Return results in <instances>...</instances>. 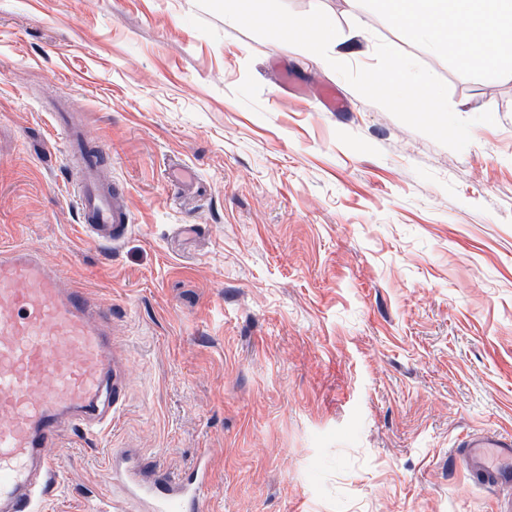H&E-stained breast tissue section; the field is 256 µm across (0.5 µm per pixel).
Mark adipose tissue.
<instances>
[{
	"label": "adipose tissue",
	"mask_w": 512,
	"mask_h": 512,
	"mask_svg": "<svg viewBox=\"0 0 512 512\" xmlns=\"http://www.w3.org/2000/svg\"><path fill=\"white\" fill-rule=\"evenodd\" d=\"M412 36L444 47L455 42L468 64L491 67L512 56V0H380Z\"/></svg>",
	"instance_id": "ef3b65f1"
}]
</instances>
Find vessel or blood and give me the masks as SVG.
<instances>
[{"instance_id":"1","label":"vessel or blood","mask_w":512,"mask_h":512,"mask_svg":"<svg viewBox=\"0 0 512 512\" xmlns=\"http://www.w3.org/2000/svg\"><path fill=\"white\" fill-rule=\"evenodd\" d=\"M86 143L72 132L81 220L90 240L116 243L129 215L118 190L101 182L97 156L84 154ZM61 279L59 268L27 248L0 249V512H42L59 478L51 448L64 433L111 427L125 403L107 314L88 289L62 287ZM460 446L475 482L512 487V433L472 436ZM105 468L110 484L86 495L83 512H112L116 489L147 512H203L212 485L204 448L174 477L149 474L126 453L107 454Z\"/></svg>"}]
</instances>
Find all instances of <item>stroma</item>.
<instances>
[{
  "label": "stroma",
  "mask_w": 512,
  "mask_h": 512,
  "mask_svg": "<svg viewBox=\"0 0 512 512\" xmlns=\"http://www.w3.org/2000/svg\"><path fill=\"white\" fill-rule=\"evenodd\" d=\"M285 4L323 9L352 66L380 41L415 58L470 144L196 0H0V247L92 290L127 378L110 431L53 449L45 512H77L113 448L167 474L208 449L206 512H498L457 442L512 431V61L462 64L378 0ZM74 124L123 196L118 243L83 233Z\"/></svg>",
  "instance_id": "stroma-1"
}]
</instances>
